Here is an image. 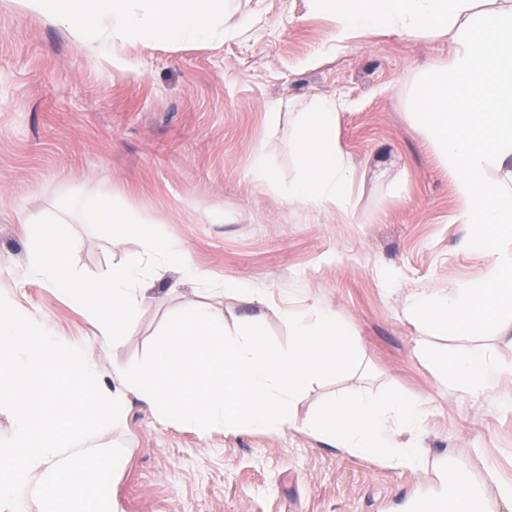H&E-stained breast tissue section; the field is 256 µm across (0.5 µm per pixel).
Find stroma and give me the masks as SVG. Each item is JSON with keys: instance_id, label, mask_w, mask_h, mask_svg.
Instances as JSON below:
<instances>
[{"instance_id": "stroma-1", "label": "stroma", "mask_w": 512, "mask_h": 512, "mask_svg": "<svg viewBox=\"0 0 512 512\" xmlns=\"http://www.w3.org/2000/svg\"><path fill=\"white\" fill-rule=\"evenodd\" d=\"M244 36L213 46L134 48L139 70L90 58L78 42L13 0H0V294L83 348L100 379L143 358L194 284L165 269L123 339L104 345L82 313L27 272L31 227L69 193L110 187L180 243L207 278L242 280L272 301L335 311L359 366L307 391L297 425L279 432L203 434L158 418L136 396L99 433L121 446L112 484L119 512H413L416 496L447 491L445 470L469 472L490 501L512 503V375L480 396L442 386L416 352L420 326L404 313L417 288L445 291L483 276L486 258L461 247L465 226L448 169L410 119L419 75L448 60L447 37L377 30L333 40L335 20L309 0H262ZM314 96L348 101L336 140L355 169L349 210L296 208L258 180L264 152L280 183L298 174L295 123L272 106ZM76 267L96 275L138 256L139 241L70 227ZM438 352L488 351L512 368V338L433 337ZM359 390L424 402L416 472L327 446L300 422L336 393Z\"/></svg>"}]
</instances>
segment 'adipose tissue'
<instances>
[{
    "label": "adipose tissue",
    "mask_w": 512,
    "mask_h": 512,
    "mask_svg": "<svg viewBox=\"0 0 512 512\" xmlns=\"http://www.w3.org/2000/svg\"><path fill=\"white\" fill-rule=\"evenodd\" d=\"M21 9L57 26L89 56L136 68L129 55L140 45L208 43L247 33L250 19L228 23L226 0H17ZM313 11L335 18L339 42L376 29L412 37L444 35L453 50L445 65L424 73L412 89L411 117L448 168L467 224L466 249L489 258L485 277L440 294L411 293L408 318L428 336L458 338L512 332V0H309ZM339 102L316 96L294 110L300 172L279 190L292 207L346 205L354 170L336 142ZM497 168L502 182L489 180ZM420 356L440 378L479 394L505 368L490 355L436 353L428 341ZM419 401L360 391L337 394L305 429L347 454L383 457L397 467L424 465L418 448L400 441L419 429Z\"/></svg>",
    "instance_id": "adipose-tissue-1"
}]
</instances>
